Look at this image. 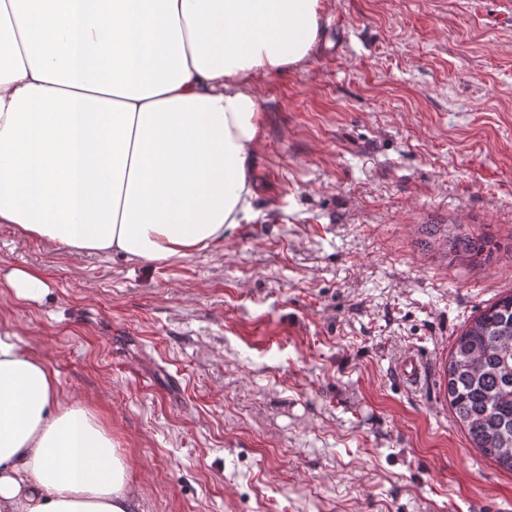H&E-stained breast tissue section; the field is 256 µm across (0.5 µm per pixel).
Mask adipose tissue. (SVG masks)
<instances>
[{
  "instance_id": "adipose-tissue-1",
  "label": "adipose tissue",
  "mask_w": 512,
  "mask_h": 512,
  "mask_svg": "<svg viewBox=\"0 0 512 512\" xmlns=\"http://www.w3.org/2000/svg\"><path fill=\"white\" fill-rule=\"evenodd\" d=\"M325 0H0V224L172 261L255 215L254 83L302 70ZM111 434L0 329V512H135Z\"/></svg>"
}]
</instances>
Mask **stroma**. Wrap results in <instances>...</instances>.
Returning <instances> with one entry per match:
<instances>
[{"instance_id":"1","label":"stroma","mask_w":512,"mask_h":512,"mask_svg":"<svg viewBox=\"0 0 512 512\" xmlns=\"http://www.w3.org/2000/svg\"><path fill=\"white\" fill-rule=\"evenodd\" d=\"M499 0H328L256 83L255 218L142 263L0 224V326L126 455L138 512H512L437 369L512 291V22ZM493 237L451 259L432 225ZM42 274L43 300L4 276ZM417 350L411 386L395 365Z\"/></svg>"}]
</instances>
